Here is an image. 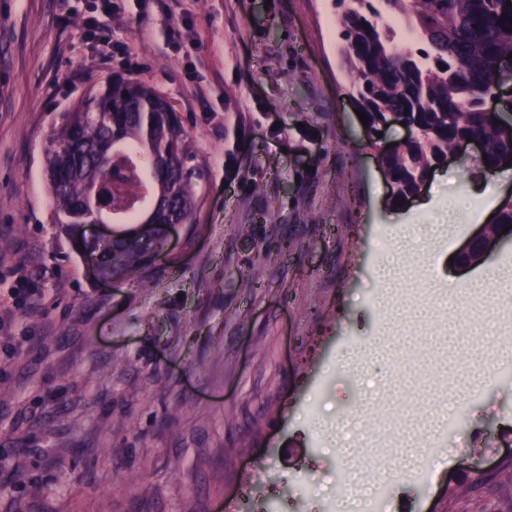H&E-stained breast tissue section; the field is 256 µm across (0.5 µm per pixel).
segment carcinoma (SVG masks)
<instances>
[{
    "label": "carcinoma",
    "mask_w": 512,
    "mask_h": 512,
    "mask_svg": "<svg viewBox=\"0 0 512 512\" xmlns=\"http://www.w3.org/2000/svg\"><path fill=\"white\" fill-rule=\"evenodd\" d=\"M336 0L342 51L351 77L352 96L377 134L402 122L416 133L377 162L392 176L399 203L433 174L459 139L479 140L486 159L478 167L488 175L512 155V119L485 109L495 95L487 80L490 66L512 54V7L506 0ZM401 13L418 37V47H400L382 23L383 15ZM190 132L170 104L137 81L112 83L103 94H91L65 113L47 150L54 223L72 232L91 213L82 207L94 181L120 174L110 195L112 213L127 220L151 190L168 211L157 217L149 242L124 237L84 243L115 282L149 278L147 254L165 245L164 224L174 218L193 220L196 201L188 187L199 176Z\"/></svg>",
    "instance_id": "1"
}]
</instances>
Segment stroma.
Listing matches in <instances>:
<instances>
[{
  "label": "stroma",
  "mask_w": 512,
  "mask_h": 512,
  "mask_svg": "<svg viewBox=\"0 0 512 512\" xmlns=\"http://www.w3.org/2000/svg\"><path fill=\"white\" fill-rule=\"evenodd\" d=\"M0 0V512H334L336 433L365 393L446 463L388 512H512V309L486 265L450 263L498 203L459 202L477 167L436 168L395 206L355 112L333 0ZM154 87L193 136V223L149 282L107 283L60 225L46 149L113 78ZM247 147L225 170L232 113ZM456 201L453 235L417 231ZM249 225V235L237 225ZM402 249L388 297L375 248ZM255 280L254 288L242 279ZM496 327V349L476 332ZM468 399L459 436L438 420ZM321 486L302 495L308 479Z\"/></svg>",
  "instance_id": "1"
}]
</instances>
